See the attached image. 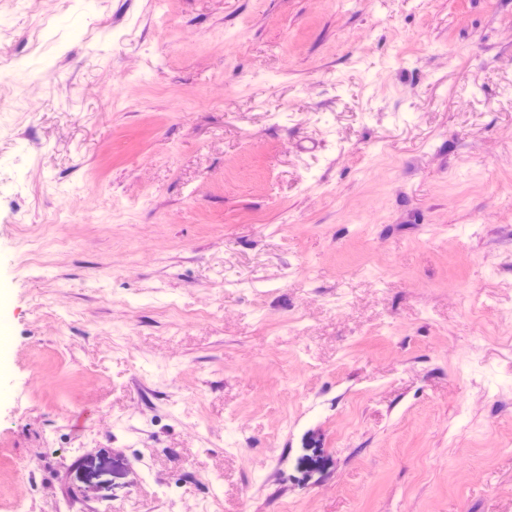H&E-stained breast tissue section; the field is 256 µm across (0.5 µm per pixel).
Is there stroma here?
I'll return each mask as SVG.
<instances>
[{
  "label": "stroma",
  "instance_id": "stroma-1",
  "mask_svg": "<svg viewBox=\"0 0 512 512\" xmlns=\"http://www.w3.org/2000/svg\"><path fill=\"white\" fill-rule=\"evenodd\" d=\"M0 512H512V0H0Z\"/></svg>",
  "mask_w": 512,
  "mask_h": 512
}]
</instances>
